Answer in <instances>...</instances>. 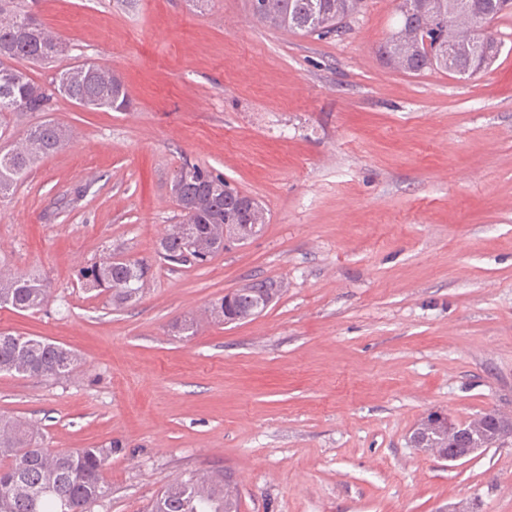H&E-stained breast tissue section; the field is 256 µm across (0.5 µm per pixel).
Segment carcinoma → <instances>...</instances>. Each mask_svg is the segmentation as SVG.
<instances>
[{"instance_id":"1","label":"carcinoma","mask_w":512,"mask_h":512,"mask_svg":"<svg viewBox=\"0 0 512 512\" xmlns=\"http://www.w3.org/2000/svg\"><path fill=\"white\" fill-rule=\"evenodd\" d=\"M364 0H262L255 14L260 22L293 33L326 35L361 12ZM512 16V0H415L412 13L395 15V25L380 46L386 64L407 74L448 70V47L472 67L497 61L484 57L481 28ZM64 43L23 10L18 0H0V123L9 114L47 112L58 95L42 93L54 80L39 82L17 66L19 61L48 65L63 55ZM70 76L60 96L90 98L97 109L129 105L121 78L109 68L84 62L61 69ZM69 142L66 128L54 121L28 127L8 144H0V199L8 196L37 164ZM229 183L196 164L175 169L171 191L180 210L168 226L162 259L172 266H203L224 250L225 236L242 224H256L264 214L259 203L249 208V196L235 191L224 196ZM152 277L144 259L109 256L82 271L83 287L108 294L115 307L138 301ZM281 289L264 281L238 289L229 311L220 297L208 307L205 320L222 325L259 314L257 302L268 307ZM50 299V285L36 273H0V308L37 312ZM80 364L78 353L45 339L0 329V372L31 378H65ZM425 451L438 457L457 442L453 434L428 431ZM117 443L55 451L44 447L31 423L0 414V512H90L110 491L104 471ZM152 512H240L237 484L221 474H191L169 484L153 503Z\"/></svg>"}]
</instances>
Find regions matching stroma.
I'll use <instances>...</instances> for the list:
<instances>
[{
    "instance_id": "obj_1",
    "label": "stroma",
    "mask_w": 512,
    "mask_h": 512,
    "mask_svg": "<svg viewBox=\"0 0 512 512\" xmlns=\"http://www.w3.org/2000/svg\"><path fill=\"white\" fill-rule=\"evenodd\" d=\"M66 46L58 67L116 71L131 105L8 117L70 132L0 201V267L46 278L0 329L76 349L45 380L0 374V413L46 446L113 440L92 512H149L191 473L231 469L240 512H512V443L448 465L409 437L433 412L512 416V18L493 67L463 78L383 64L394 0L325 37L268 27L248 0H22ZM266 208L259 236L201 268L159 256L183 163ZM154 280L117 309L82 288L111 254ZM270 280L260 315L205 323ZM196 320V336L178 323ZM264 285L269 288H261ZM236 291L239 294L234 300L233 305L229 308L228 313L224 312V307L235 298L232 293L224 295L225 298L222 296L213 302L205 312V320L209 323L223 325L224 323L251 318L261 313L258 311L261 309V305L258 306V310L255 308L256 302L259 303L262 300V307L267 308L279 296L281 288H273L272 283L262 281L239 288Z\"/></svg>"
}]
</instances>
